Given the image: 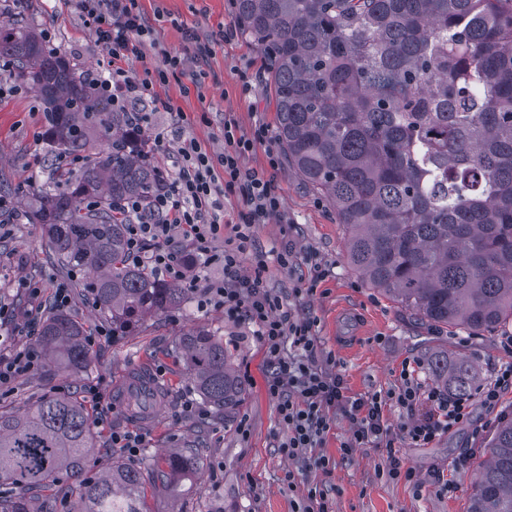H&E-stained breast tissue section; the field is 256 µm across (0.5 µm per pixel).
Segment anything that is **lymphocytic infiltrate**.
<instances>
[{"label": "lymphocytic infiltrate", "mask_w": 512, "mask_h": 512, "mask_svg": "<svg viewBox=\"0 0 512 512\" xmlns=\"http://www.w3.org/2000/svg\"><path fill=\"white\" fill-rule=\"evenodd\" d=\"M68 2L92 28L104 53L99 71L89 80L113 110L129 113L138 126L145 128L153 126L156 113L166 112L172 127H181L185 114L175 111L170 101L155 93L156 83L166 81L182 66L181 57L163 54L157 68L141 75L129 74L124 67L126 61L140 57L143 41L153 36L137 0ZM265 137L262 128L253 136L241 135L236 122L228 119L224 122L221 154L207 151L196 139L184 140L169 188L154 201L155 220L140 219L136 201L124 205L131 218L126 260L188 286L196 280L189 257H196L205 266H223V279L206 285L198 305L222 308L256 326L269 367L266 392L276 400L280 419L288 429L289 456L305 455L314 447L329 429L330 415L336 411L353 424L355 445L382 442L387 431L380 397H348L341 377L329 370L331 358L316 353L313 321L284 310L281 300L266 291L264 263H256L248 274L240 270L243 255L253 246L255 225L284 214L272 178L243 165L246 154ZM235 195L241 197L244 206L229 228L233 236L228 239L224 236L228 228L221 217V200ZM288 341L297 347V355L285 353ZM430 397L439 415L405 427V434L413 442L429 443L470 419L466 400L437 389Z\"/></svg>", "instance_id": "f902f5d3"}]
</instances>
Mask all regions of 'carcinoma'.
<instances>
[{
    "label": "carcinoma",
    "mask_w": 512,
    "mask_h": 512,
    "mask_svg": "<svg viewBox=\"0 0 512 512\" xmlns=\"http://www.w3.org/2000/svg\"><path fill=\"white\" fill-rule=\"evenodd\" d=\"M0 25V61L44 105L46 152L80 158L27 191L0 174V200L24 196L18 220L42 226L48 259L81 275L112 328L186 302L190 289L125 261L134 199L154 214L168 174L141 130L115 112L84 72L48 49L14 0ZM234 22L264 54L276 137L288 164L336 206L353 270L421 322L494 331L512 321V0H233ZM97 130L105 148L86 153ZM46 356L79 372L84 323L48 308ZM192 388L224 418L246 388L224 341L198 326L177 344ZM435 379L472 393L465 356L431 353ZM94 436L86 405L55 393L24 415L0 410V512H30L29 496L63 473L78 480L74 512H143L142 469L123 460L87 475ZM469 512H512V417L488 442ZM191 445L153 464L176 489L197 471Z\"/></svg>",
    "instance_id": "obj_1"
}]
</instances>
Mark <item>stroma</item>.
<instances>
[{
    "instance_id": "obj_1",
    "label": "stroma",
    "mask_w": 512,
    "mask_h": 512,
    "mask_svg": "<svg viewBox=\"0 0 512 512\" xmlns=\"http://www.w3.org/2000/svg\"><path fill=\"white\" fill-rule=\"evenodd\" d=\"M138 7L154 29V41L145 45L142 58L126 65L138 75L159 65L163 52L184 56L186 33L203 41L234 25L232 0H138ZM26 9L39 20L41 31L52 33L50 46L57 54L79 64L84 72L96 71L102 52L93 32L64 0H26ZM155 91L186 115L182 134L170 132V117L163 112L146 131L151 139L165 131L152 156L168 171L181 138L196 139L202 147L220 153L225 119H234L240 133L248 136L256 127L267 128V137L244 164L273 173L288 220L283 223L274 217L256 226L255 249L243 257L241 269L250 272L256 260H263L266 290L278 296L285 309L314 320L318 349L332 357L333 370L341 376L348 396H383L382 420L393 446L351 447L353 426L336 413L328 432L306 456H289L288 429L265 390L269 368L253 325L220 309L199 308V292L194 289L180 308L146 318L113 339L98 338L109 320L99 313L91 295L78 288L77 275L47 261L40 225L27 223L0 226V354L38 348L37 331L29 327L26 313L44 308L62 287L68 290L67 311L84 322L96 342L88 347V369L73 374L40 364L0 387V408L25 411L48 391L77 397L86 386L105 389L112 399L111 410L90 411L96 446L89 472H107L113 460L124 457L123 449L113 447L112 433L139 434L143 448L133 462L143 472L145 512H302L312 489L326 495L334 512H467L487 458L485 444L498 417L488 413L474 393L470 396L473 424L456 426L425 446L414 445L403 427L412 418L435 411L428 399L437 386L429 370L433 350L467 356L478 384H486L496 369L512 363V351L500 344L502 336H512V323L474 334L426 325L358 277L346 260L334 205L288 168V158L274 137L276 112L264 58L243 33L215 44L206 64L186 58L183 70L158 83ZM44 129L42 103L35 92L25 88L0 99V173L13 184L28 185L32 174L54 168L43 151ZM288 243L294 244L296 257L286 268L278 255ZM310 252L328 270L316 283L305 259ZM197 325L223 338L247 389L232 419H224L196 399L176 357L178 336ZM408 360L417 364L414 378L421 394L411 412L388 398L400 386L402 365ZM136 371L156 375L161 385L146 425L129 416L121 393L126 377ZM195 442L202 448L200 468L177 491L154 480L155 459ZM321 455L328 458V468L311 465V458ZM393 456L402 468L414 472L413 480L388 477ZM445 476L454 478L453 491H445L441 483Z\"/></svg>"
}]
</instances>
